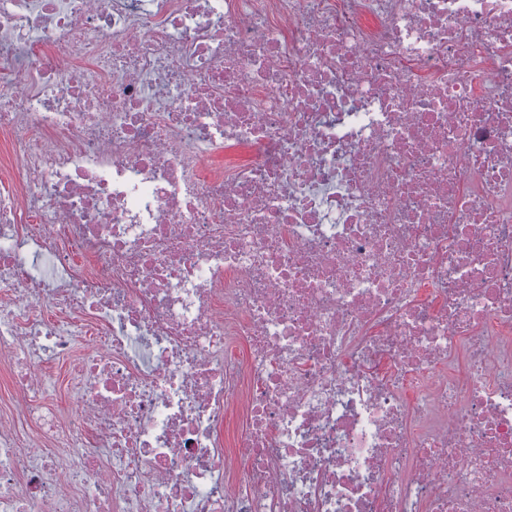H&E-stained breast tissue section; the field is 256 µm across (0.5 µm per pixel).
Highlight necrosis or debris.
<instances>
[{
	"mask_svg": "<svg viewBox=\"0 0 512 512\" xmlns=\"http://www.w3.org/2000/svg\"><path fill=\"white\" fill-rule=\"evenodd\" d=\"M0 145V512H512V0H0ZM71 360L64 359L57 362L51 369L57 381V397L55 405L62 413H68L76 406L77 398L69 388V372Z\"/></svg>",
	"mask_w": 512,
	"mask_h": 512,
	"instance_id": "4bbe7bcc",
	"label": "necrosis or debris"
}]
</instances>
